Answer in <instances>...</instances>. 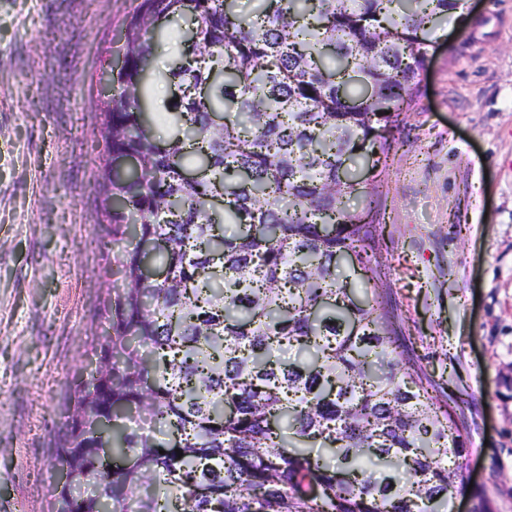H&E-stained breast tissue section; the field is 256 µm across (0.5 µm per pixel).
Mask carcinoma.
Returning a JSON list of instances; mask_svg holds the SVG:
<instances>
[{
  "label": "carcinoma",
  "mask_w": 512,
  "mask_h": 512,
  "mask_svg": "<svg viewBox=\"0 0 512 512\" xmlns=\"http://www.w3.org/2000/svg\"><path fill=\"white\" fill-rule=\"evenodd\" d=\"M235 2L142 0L126 22L133 52L99 104L121 277L59 448L57 512H452L466 428L401 340L376 220L430 30L465 0ZM160 16L198 38L158 74ZM158 80L174 88L164 142ZM152 256L163 281L142 279Z\"/></svg>",
  "instance_id": "cac0c4a2"
}]
</instances>
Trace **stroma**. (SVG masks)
I'll list each match as a JSON object with an SVG mask.
<instances>
[{
  "instance_id": "stroma-1",
  "label": "stroma",
  "mask_w": 512,
  "mask_h": 512,
  "mask_svg": "<svg viewBox=\"0 0 512 512\" xmlns=\"http://www.w3.org/2000/svg\"><path fill=\"white\" fill-rule=\"evenodd\" d=\"M141 0H0V512H54L56 460L114 281L100 55ZM436 29L378 216L391 304L512 512V0Z\"/></svg>"
}]
</instances>
